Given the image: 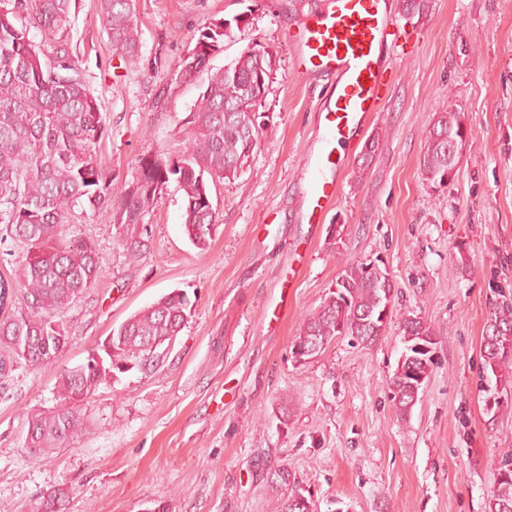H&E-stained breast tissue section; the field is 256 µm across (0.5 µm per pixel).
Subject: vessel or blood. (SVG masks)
Returning <instances> with one entry per match:
<instances>
[{
    "label": "vessel or blood",
    "instance_id": "b4317fda",
    "mask_svg": "<svg viewBox=\"0 0 512 512\" xmlns=\"http://www.w3.org/2000/svg\"><path fill=\"white\" fill-rule=\"evenodd\" d=\"M395 27L390 0H327L292 36L297 75L335 80L319 116L323 146L309 169L308 223H321L336 199L338 184L330 172L339 164L338 149L358 139L391 91L383 51Z\"/></svg>",
    "mask_w": 512,
    "mask_h": 512
}]
</instances>
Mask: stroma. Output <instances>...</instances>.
Segmentation results:
<instances>
[{"label": "stroma", "instance_id": "35a3bbf8", "mask_svg": "<svg viewBox=\"0 0 512 512\" xmlns=\"http://www.w3.org/2000/svg\"><path fill=\"white\" fill-rule=\"evenodd\" d=\"M323 4L138 0L131 69L112 53L98 0H78L69 48L105 120L98 160L114 184L131 181L144 154L181 143L206 81L183 79L178 65L211 23L247 18L227 30L214 67L254 44L272 52L261 106L272 122L246 172L211 184L207 250L189 241L173 184L147 217L139 262H129L110 214L70 225L93 241L103 274L60 314L67 344L57 365L19 367L0 388V512H28L53 492L63 512H284L269 488L283 467L318 512H486L512 449V411L487 413L478 381L488 280L512 282V0H429L419 17L398 19L391 92L346 151L334 207L310 224L301 171L319 146L333 81L294 73L290 37ZM450 99L470 136L454 178L433 189L420 158ZM374 138L378 150L356 178ZM345 257L386 268L387 326L367 347L339 339L297 362L292 342ZM173 291L190 308L158 365L118 374L80 404L90 435L47 452L27 447L31 417L59 404L60 371ZM412 315L434 330V366L403 421L388 381Z\"/></svg>", "mask_w": 512, "mask_h": 512}]
</instances>
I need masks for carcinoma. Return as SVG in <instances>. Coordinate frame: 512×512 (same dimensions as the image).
Masks as SVG:
<instances>
[{"instance_id": "cac0c4a2", "label": "carcinoma", "mask_w": 512, "mask_h": 512, "mask_svg": "<svg viewBox=\"0 0 512 512\" xmlns=\"http://www.w3.org/2000/svg\"><path fill=\"white\" fill-rule=\"evenodd\" d=\"M72 0H0V240L23 249L19 285L26 309L0 320V364L45 369L61 356L65 328L55 317L101 278L103 269L92 241L68 232L77 214L105 211L120 234L128 257L146 252V216L172 181L184 197V225L193 244L207 249L215 211L209 182L244 174L260 136L270 122L263 112L247 111L266 92L272 71L268 53L244 50L224 68L211 67L195 51L179 63L181 77L207 74L199 104L188 116L189 132L177 155L147 153L138 176L121 187L97 159L107 129L97 98L83 77L78 57L68 47ZM99 18L108 30L112 52L129 67L139 62L137 0H99ZM40 40H35L32 31ZM224 22L198 30L195 44L221 49ZM462 113L450 102L439 112L420 159L431 185L453 178L461 143ZM492 298L481 347V377L500 380L512 363V293L500 284ZM392 285L379 264L348 260L330 291L303 321L293 343L297 359L321 354L337 338L368 345L382 333L381 312L391 301ZM190 305L187 295L171 292L134 313L93 350L102 358L97 370L85 364L58 377L60 406L29 420L27 447L50 449L85 435L89 426L71 403L86 398L108 378L152 366L155 349L178 335ZM434 331L420 316L402 323L404 350L389 380V394L400 419L415 402L409 386L428 380L434 365ZM271 490L291 487L286 512H315L296 478L276 471ZM62 497L40 499L30 512H60ZM488 512H512V454L501 461Z\"/></svg>"}]
</instances>
